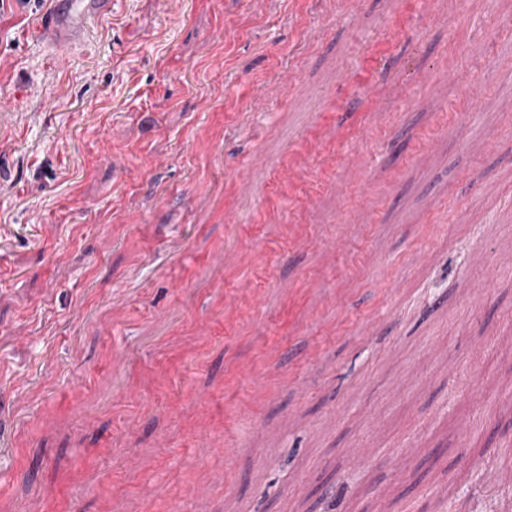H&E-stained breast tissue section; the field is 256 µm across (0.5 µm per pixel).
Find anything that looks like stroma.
Instances as JSON below:
<instances>
[{
  "label": "stroma",
  "instance_id": "1",
  "mask_svg": "<svg viewBox=\"0 0 512 512\" xmlns=\"http://www.w3.org/2000/svg\"><path fill=\"white\" fill-rule=\"evenodd\" d=\"M0 10V512H512V0ZM54 7L39 32L59 51L80 44L91 22L112 13V0H53Z\"/></svg>",
  "mask_w": 512,
  "mask_h": 512
}]
</instances>
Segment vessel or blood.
Here are the masks:
<instances>
[{
  "instance_id": "b4317fda",
  "label": "vessel or blood",
  "mask_w": 512,
  "mask_h": 512,
  "mask_svg": "<svg viewBox=\"0 0 512 512\" xmlns=\"http://www.w3.org/2000/svg\"><path fill=\"white\" fill-rule=\"evenodd\" d=\"M112 12V0H54L40 32L60 51L80 44L91 22Z\"/></svg>"
}]
</instances>
